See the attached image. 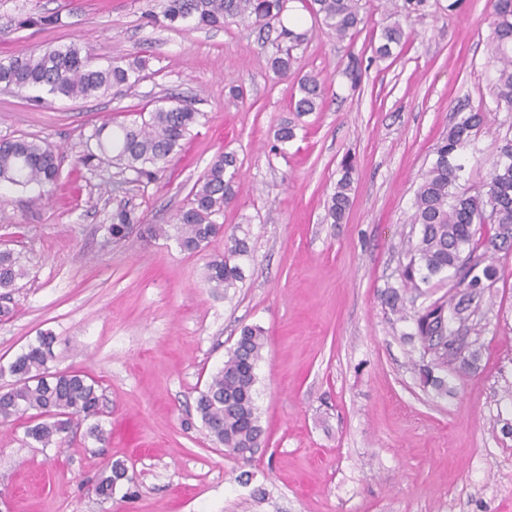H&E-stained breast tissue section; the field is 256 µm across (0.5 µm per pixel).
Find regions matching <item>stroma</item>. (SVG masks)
I'll return each instance as SVG.
<instances>
[{
  "label": "stroma",
  "mask_w": 512,
  "mask_h": 512,
  "mask_svg": "<svg viewBox=\"0 0 512 512\" xmlns=\"http://www.w3.org/2000/svg\"><path fill=\"white\" fill-rule=\"evenodd\" d=\"M367 26L339 41L302 15L309 39L299 73L326 83L320 110L297 115L298 89L269 68L272 48L245 25L192 30L152 20L162 0H0V59L45 45L87 44L97 64L142 58L132 88L34 105L0 87V138L30 135L63 156L50 192L0 185V246L19 253L0 360L39 334L56 338L53 372L98 382L104 441L69 436L41 446L25 424H0V512H512V251L474 321L479 357L449 368L448 392L423 386L414 325L385 309L400 285L415 191L458 109L483 123L462 177L489 178L512 114L493 109L497 68L490 0H428L391 58L373 45L392 0H362ZM56 12L58 24L21 26ZM168 96L202 117L158 180L131 181L111 164L74 170L105 119L130 123ZM288 119L297 137L273 150ZM237 158L241 190L224 232L190 254L173 239L133 229L113 240L121 207L170 224L209 164ZM352 158L350 207L327 216L328 196ZM250 232L246 278L207 287L206 263L227 233ZM268 337L256 373L266 440L251 462L209 438L197 390L222 367L239 330ZM128 481L101 502L92 486L108 463Z\"/></svg>",
  "instance_id": "1"
}]
</instances>
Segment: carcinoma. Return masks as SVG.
I'll return each mask as SVG.
<instances>
[{
    "label": "carcinoma",
    "mask_w": 512,
    "mask_h": 512,
    "mask_svg": "<svg viewBox=\"0 0 512 512\" xmlns=\"http://www.w3.org/2000/svg\"><path fill=\"white\" fill-rule=\"evenodd\" d=\"M315 23L325 27L338 40L352 38L362 30L365 17L361 0H300ZM428 0H403L402 11L381 32L375 53L390 56L392 47L409 41L412 17L425 12ZM285 0H164L162 24L178 28L189 22L195 27L246 23L266 35L274 48L269 66L278 79H286L297 57L293 51L308 40L309 30L296 31L284 24ZM490 47L500 63L493 78V105L496 112L512 113V0H494L491 14ZM146 60H111L95 63L92 49L71 43L39 48L0 62V83L21 90H40L56 98L84 100L104 95L113 88L135 86L143 78ZM299 96L294 111L300 114L321 108L325 82L317 75L299 80ZM202 113L190 100H179L140 114L141 122L119 124L108 129L103 124L92 132L97 151L76 156L75 165L87 166L106 159L119 173H132L136 180H151L163 172L179 154L190 129ZM482 114H463L434 148L435 160L418 186L411 223L420 226V236L410 250L409 262L400 273L402 288H390L384 299L391 313L411 319L415 336L430 360L419 365L423 382L443 390L434 371L445 370L462 358L455 345L458 328L469 331V321L480 310L486 291L500 279L495 254L512 249L507 232L512 231V135L501 140L497 157L491 163L488 181L480 186L462 185L459 172L461 154L472 144L474 130ZM274 150H283L296 138V126L281 122L274 130ZM61 156L54 147L35 137L21 135L0 139V182L26 187L36 184L53 187L60 178ZM237 158L221 153L194 184L187 206L174 224H154L147 228L152 237H172L187 253L201 251L224 225L216 218L224 215L239 194ZM352 181L344 175L337 181L328 202L333 223L341 222L350 205ZM493 221L486 222V214ZM135 223L131 212L120 209L112 215V238L126 237ZM249 232L232 234L224 255L209 261L206 284L215 289L237 287L244 278L241 262L250 256ZM448 297L439 298L408 314L412 305L425 295L422 286L447 272ZM26 269L18 254L0 250V299H8ZM55 337L42 333L7 364H0V377L13 383L0 391V423L23 416L30 419L26 436L43 447L51 445L73 428L100 413L101 394L93 379L79 372L48 371ZM265 330L245 325L229 350L224 365L198 391L196 412L212 441L224 450L249 453L260 448L264 429L255 399L256 369L267 346ZM127 470L113 464L101 473L96 494L112 498Z\"/></svg>",
    "instance_id": "1"
}]
</instances>
